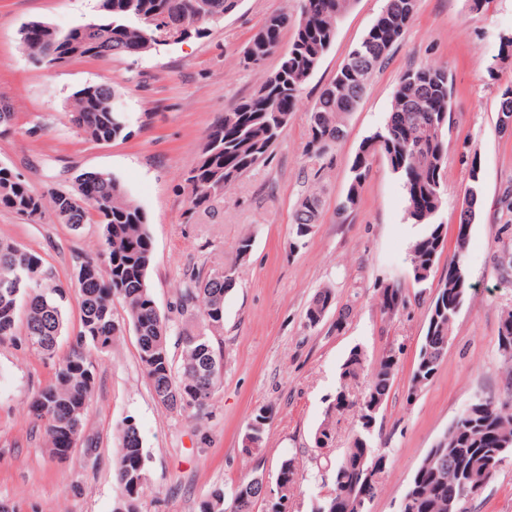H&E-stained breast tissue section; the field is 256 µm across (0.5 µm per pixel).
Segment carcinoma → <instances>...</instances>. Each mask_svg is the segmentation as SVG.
I'll return each instance as SVG.
<instances>
[{
    "label": "carcinoma",
    "mask_w": 512,
    "mask_h": 512,
    "mask_svg": "<svg viewBox=\"0 0 512 512\" xmlns=\"http://www.w3.org/2000/svg\"><path fill=\"white\" fill-rule=\"evenodd\" d=\"M239 0H99L98 14L85 23L61 32L48 23L34 21L38 34L20 37L23 53L47 68L92 57L110 60L117 54L139 56L166 44V38L186 40L205 33V25L217 22L234 10ZM418 0H386L384 10L348 55L336 76L324 85L306 113L309 139L306 152L322 157L343 135L347 113L364 95L374 71L388 58L417 10ZM352 0H301L300 19L288 50L281 54L278 69L268 75L256 92L220 113L203 137L196 165L183 178V190L192 216L231 190L238 179L272 152L283 130L301 103L303 86L330 49L339 22ZM292 21L283 10L268 16L263 26L241 51L239 65L257 70L279 49L282 29ZM69 123L87 140L107 143L130 137L128 121L107 84L87 85L76 91L67 112ZM512 120V86L501 94L499 129ZM452 120V80L448 68L425 60L407 69L394 92L391 111L384 124L360 145L351 165V182L338 205L342 215L354 208L373 160L383 157L398 175L405 191L407 219L424 226L412 241L408 261L416 283L430 277L444 244L443 224L438 222L448 157V131ZM480 166L472 157L470 185L458 223L471 224L480 203ZM0 207L28 224H39L50 213L56 220L79 231L85 224L101 226L100 249L78 257L79 330L68 353L54 363L50 381L33 396L29 417L31 433L53 459L61 456L60 436L74 432L82 451H98L85 434V416L95 387L92 353L102 352L132 327L137 338L143 374L157 402L169 411L203 410L218 393L223 377V349L214 345L211 333L224 327V297L235 288V269L219 275L193 270L180 289L176 310L185 317L177 336L179 362L170 355L168 325L158 310L148 282L153 264L148 218L115 178L98 174L96 196L83 198L79 180L68 189L49 188L35 192L27 179L9 166L0 165ZM318 193L312 191L298 202L293 224L297 237L311 233L320 215ZM464 252L448 263V278L442 281L431 302L428 327L415 364L408 397L418 395L436 375L445 360L448 338L457 318L454 308L463 306L470 286L465 276ZM68 289L54 266L39 254L21 249L14 241L0 238V341L12 340L22 326L26 345L53 357L62 335ZM120 300L126 319L115 318L112 304ZM336 295L322 288L305 313L304 326L314 329V315L331 307ZM401 288L394 282L381 286L380 305L387 313L405 308ZM397 362L387 355L372 366L365 365L359 348L350 351L341 367L342 382L363 380L359 411L371 405L382 408L393 383ZM116 479L122 491L113 512H138V502L147 483V456L132 417L115 426ZM506 445L504 451L496 443ZM512 455V400L477 397L452 421L448 430L429 449L415 470L398 503L397 512H467L470 502L460 481L468 487H484ZM389 465L384 460L366 483L357 442L336 460L331 496L313 512H350L356 495L371 498L380 492ZM259 489L246 499L227 496L221 486L213 488L199 504V512H255Z\"/></svg>",
    "instance_id": "1"
}]
</instances>
